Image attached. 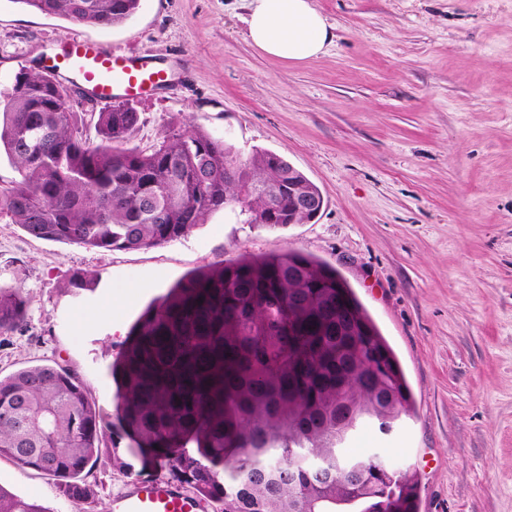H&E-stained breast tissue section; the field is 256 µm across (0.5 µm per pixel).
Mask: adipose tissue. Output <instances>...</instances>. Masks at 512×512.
<instances>
[{"label": "adipose tissue", "mask_w": 512, "mask_h": 512, "mask_svg": "<svg viewBox=\"0 0 512 512\" xmlns=\"http://www.w3.org/2000/svg\"><path fill=\"white\" fill-rule=\"evenodd\" d=\"M247 37L264 55L292 63L321 56L333 28L311 0H247Z\"/></svg>", "instance_id": "adipose-tissue-1"}]
</instances>
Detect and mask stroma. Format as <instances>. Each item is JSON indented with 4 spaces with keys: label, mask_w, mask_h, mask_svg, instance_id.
I'll return each mask as SVG.
<instances>
[{
    "label": "stroma",
    "mask_w": 512,
    "mask_h": 512,
    "mask_svg": "<svg viewBox=\"0 0 512 512\" xmlns=\"http://www.w3.org/2000/svg\"><path fill=\"white\" fill-rule=\"evenodd\" d=\"M334 39L320 57L271 59L246 37L244 0H140L102 29L0 0V85L77 33L149 59L168 87L132 100L131 146L194 123L240 157L268 150L319 187L318 217L283 230L210 215L175 242L97 251L30 237L0 218V286L22 288L24 328L0 335V376L59 363L105 421L110 364L145 308L190 272L293 249L336 268L393 350L410 394L385 435L349 443L415 472L418 512H512V0H312ZM97 273L95 292L67 293ZM85 481L111 512L132 480L168 469L112 453ZM0 486L43 512H78L55 478L0 458Z\"/></svg>",
    "instance_id": "35a3bbf8"
}]
</instances>
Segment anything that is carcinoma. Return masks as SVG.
Listing matches in <instances>:
<instances>
[{
	"label": "carcinoma",
	"mask_w": 512,
	"mask_h": 512,
	"mask_svg": "<svg viewBox=\"0 0 512 512\" xmlns=\"http://www.w3.org/2000/svg\"><path fill=\"white\" fill-rule=\"evenodd\" d=\"M26 9L102 28L120 25L140 0H11ZM94 125L95 138L84 133ZM140 121L126 103L97 108L67 93L48 72L22 68L0 89V154L19 178L0 189V218L29 236L101 250L148 249L177 241L235 203L247 181L285 180L274 223L248 195L247 222L269 230L301 224L292 193L321 190L270 151L240 159L223 139L170 125L149 152L129 146ZM233 164L246 179H224ZM98 274L79 273L68 291H95ZM364 332L336 335V294ZM28 300L0 288V334L22 329ZM306 332L288 335V319ZM353 342L362 357L392 369L374 387H408L392 349L335 268L288 250L218 262L180 279L139 316L110 366L116 429L128 455L169 466L173 478L220 512H417V478L389 474L371 456L355 477L304 460L336 456V403L374 410L336 360ZM108 426L79 376L55 364L0 377V458L55 477L73 502L92 500L82 474ZM0 512H43L0 487Z\"/></svg>",
	"instance_id": "carcinoma-1"
}]
</instances>
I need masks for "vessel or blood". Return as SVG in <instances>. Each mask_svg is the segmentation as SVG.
<instances>
[{"instance_id":"vessel-or-blood-1","label":"vessel or blood","mask_w":512,"mask_h":512,"mask_svg":"<svg viewBox=\"0 0 512 512\" xmlns=\"http://www.w3.org/2000/svg\"><path fill=\"white\" fill-rule=\"evenodd\" d=\"M47 69L66 71L86 83L105 105L140 97L167 81L163 71L77 34L65 36L62 56L50 58ZM112 512H204V504L173 483L138 480L113 498Z\"/></svg>"}]
</instances>
